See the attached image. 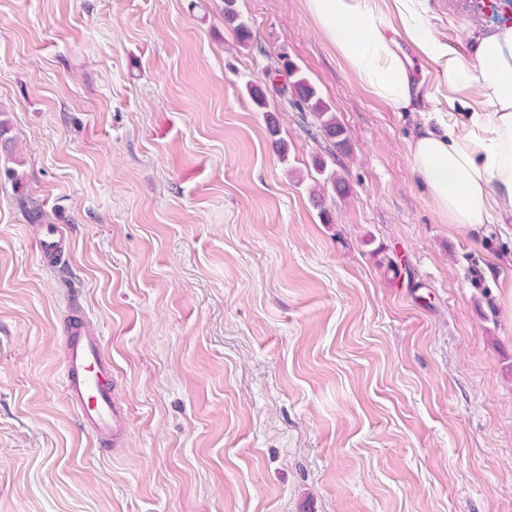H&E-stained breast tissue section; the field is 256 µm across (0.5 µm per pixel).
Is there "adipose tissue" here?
I'll return each instance as SVG.
<instances>
[{"mask_svg": "<svg viewBox=\"0 0 512 512\" xmlns=\"http://www.w3.org/2000/svg\"><path fill=\"white\" fill-rule=\"evenodd\" d=\"M326 40L373 96L421 101L415 60L444 95L411 144L414 168L451 224L512 223V27L472 39L469 56L433 32L429 0H306ZM411 52H404L403 44Z\"/></svg>", "mask_w": 512, "mask_h": 512, "instance_id": "adipose-tissue-1", "label": "adipose tissue"}]
</instances>
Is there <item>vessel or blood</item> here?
<instances>
[{
    "label": "vessel or blood",
    "mask_w": 512,
    "mask_h": 512,
    "mask_svg": "<svg viewBox=\"0 0 512 512\" xmlns=\"http://www.w3.org/2000/svg\"><path fill=\"white\" fill-rule=\"evenodd\" d=\"M38 247L47 259L60 255L61 234L56 225H42ZM65 339L63 368L69 401L99 442L114 446L125 443L127 428L112 395V365L104 356L101 336L78 319L66 327Z\"/></svg>",
    "instance_id": "obj_1"
}]
</instances>
